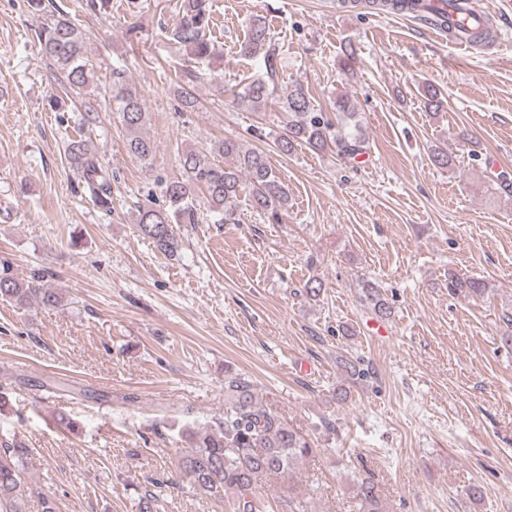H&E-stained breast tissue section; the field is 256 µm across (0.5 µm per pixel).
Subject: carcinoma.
I'll list each match as a JSON object with an SVG mask.
<instances>
[{"mask_svg": "<svg viewBox=\"0 0 512 512\" xmlns=\"http://www.w3.org/2000/svg\"><path fill=\"white\" fill-rule=\"evenodd\" d=\"M460 0H373L379 9L404 12L411 16L435 22L448 21L449 11L458 9ZM29 6L44 17L35 30V37L43 56L57 71L62 94L49 99L53 112H71L79 106L84 116L77 136L66 144L70 163L81 173L82 188L93 204L102 212H112V179L114 175L99 159L93 149L85 126L97 122V108L83 100V91L94 80V65L87 57L83 33L72 21L65 5L58 0H28ZM209 0H182L179 18L171 32L172 38L188 48L199 61L213 56L212 44L206 37L209 29ZM239 54L247 58L263 59L268 74L276 73L275 48L263 17L249 24L248 35L239 45ZM273 91L264 79H257L235 94L237 102L254 110L266 103ZM182 112L195 110L197 98L190 82L180 79L176 87ZM105 105L119 114L127 132L128 153L147 165L155 154V145L142 132L147 116L139 89L127 82L118 71L112 72V83L104 87ZM288 112V131L278 141L284 154L291 153L298 143H306L315 150L332 147L344 158H354L367 150L366 138L359 126H350L355 112L346 97L336 99V116L323 112L313 104L307 90L300 83L290 87L284 101ZM231 157L234 165L224 167L211 157ZM180 177L166 182L162 193L166 207H143L138 210L135 224L140 234L151 240L163 255L175 257L179 241L172 225L194 224L197 220L198 192H203L209 211L219 223H229L241 200L267 215L272 223L282 220L288 209V191L258 151L243 149L235 140L226 138L207 150H188L179 159ZM363 295L382 317L391 314L390 307L371 282L362 285ZM448 291L458 294H480L483 283L477 279L461 278L448 273ZM0 299L22 304L38 300L45 307L61 305L62 296L46 283V273L38 272L31 279L13 276L8 264L0 266ZM177 469L182 478L197 491L224 499L228 512H263L265 502L257 496L262 480L292 477L293 466L315 456L316 448L305 434L290 426L277 412L262 405L257 398L255 384L241 372H224V416L205 428L190 424L182 427ZM32 453L16 435L0 433V512H19V504L31 491L27 461ZM165 485L147 491L139 501V512H155V504ZM353 497L356 512H387L377 483L369 477L353 479ZM282 512H308L304 495H288L278 501Z\"/></svg>", "mask_w": 512, "mask_h": 512, "instance_id": "carcinoma-1", "label": "carcinoma"}]
</instances>
